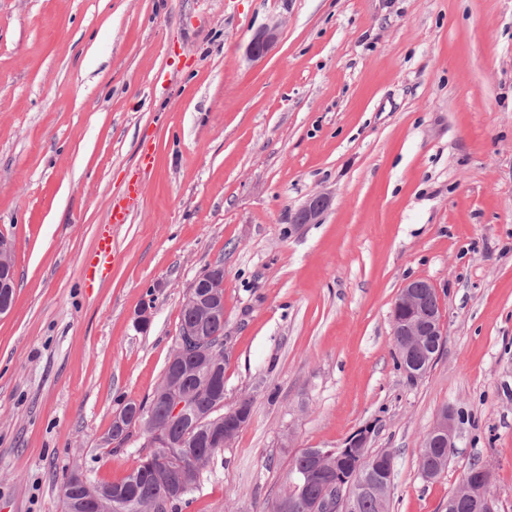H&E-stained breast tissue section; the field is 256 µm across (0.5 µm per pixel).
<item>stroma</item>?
<instances>
[{
	"label": "stroma",
	"mask_w": 512,
	"mask_h": 512,
	"mask_svg": "<svg viewBox=\"0 0 512 512\" xmlns=\"http://www.w3.org/2000/svg\"><path fill=\"white\" fill-rule=\"evenodd\" d=\"M317 192L329 209L294 224ZM0 235V512H62L72 467H135L144 438L105 445L113 415L151 397L218 262L224 405L253 413L178 512H262L299 449L366 427L395 456L389 512H446L476 464L512 512V0H0ZM412 280L445 331L418 379L390 326ZM277 38V27L275 25L264 28L257 32L248 45V53L252 58L264 57ZM210 268H218L222 270L223 288H221L222 282L219 271L210 270L206 274H201L195 279L191 288L188 289L189 292L187 291L188 294L194 291L192 290V288H206L207 291L217 294L220 298H224V268L221 265L217 264L212 267H208L207 269L204 270V272H206ZM187 293L186 295H188ZM429 442L427 447L430 448L431 445H443L447 448H431L433 454L441 460V464L443 466L441 473L444 472L448 465V448H451L453 446L454 437H455V427H454V416L452 412H446L441 415V417L436 421V423L433 425V427L429 431ZM428 448H420V459H419V466L421 470V474L424 478L428 479L422 470V462H421V456L423 452ZM446 458V463L443 461V459ZM430 480V479H428Z\"/></svg>",
	"instance_id": "stroma-1"
}]
</instances>
